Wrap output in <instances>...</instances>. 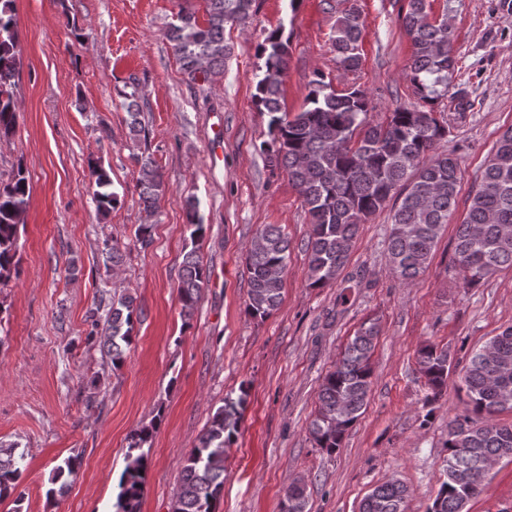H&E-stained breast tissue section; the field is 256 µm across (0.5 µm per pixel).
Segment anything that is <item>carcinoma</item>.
<instances>
[{
    "instance_id": "obj_1",
    "label": "carcinoma",
    "mask_w": 512,
    "mask_h": 512,
    "mask_svg": "<svg viewBox=\"0 0 512 512\" xmlns=\"http://www.w3.org/2000/svg\"><path fill=\"white\" fill-rule=\"evenodd\" d=\"M183 7L166 37L181 69L195 82L224 71L228 46L224 29L229 23L244 24L255 0H199ZM14 0H0V140L13 133L19 105L14 92L21 66L19 36L14 22ZM430 0H407L402 26L413 45L406 79L413 85L417 102L399 107L383 123L368 118L366 90L344 93L332 89L324 76L311 82L305 108L291 115L282 110L283 77L288 69L289 39L283 32L269 33L259 47L263 75L253 94L257 109L269 115L271 141L263 145L270 166L283 168L298 188L311 229L306 243L310 288L335 281L351 250L358 225L387 207L391 224L387 251L392 272L404 284L428 268L436 244L456 211L461 168L453 151L440 149L448 127L436 117L434 104L448 94V74L454 72V31L448 15L430 18ZM365 26L352 9L337 18L332 36L336 62L345 71L362 61ZM124 93L132 139L145 132L143 104L136 81ZM139 166V200L148 215L157 212L166 194L161 168L145 154L134 155ZM95 186L96 210L105 214L119 202L110 190L111 178L100 162L89 164ZM29 205L25 172L17 168L10 180L0 183V284L11 281L20 262V228ZM187 244L179 274L178 297L182 313H194L208 281L200 259L208 225L199 215L197 200H184ZM123 244L104 240V263L121 262ZM455 263L467 287L504 269H512V127L496 141L484 169L468 197L466 215L457 225ZM290 257V241L281 227L265 225L246 250L249 291L246 311L264 319L280 305L284 276ZM139 318L136 298L128 293L103 294L88 312V340L99 344L112 367H120L135 335ZM379 327L367 321L356 331L317 393L318 408L309 424L317 447L332 454L341 448L346 433L364 413L371 390V357ZM424 385L437 395L448 384L453 359L448 347L421 346L415 357ZM468 409L448 426L444 480L428 512H464L477 496L487 473L485 464L512 457V425L495 421L498 413L512 411V326L503 329L472 351L464 367L463 386ZM246 392L224 398L182 462V480L174 496L172 512H215L224 486L225 448L236 438L245 410ZM153 428L144 427L131 437L128 463L119 482L114 512H140L147 470L143 446ZM25 456L16 448L0 445V499L16 495ZM81 461L71 455L54 468L47 492L53 499L65 492L77 477ZM408 489L398 481L376 487L364 498L360 512H405ZM307 495L296 486L285 493L283 512H306Z\"/></svg>"
}]
</instances>
